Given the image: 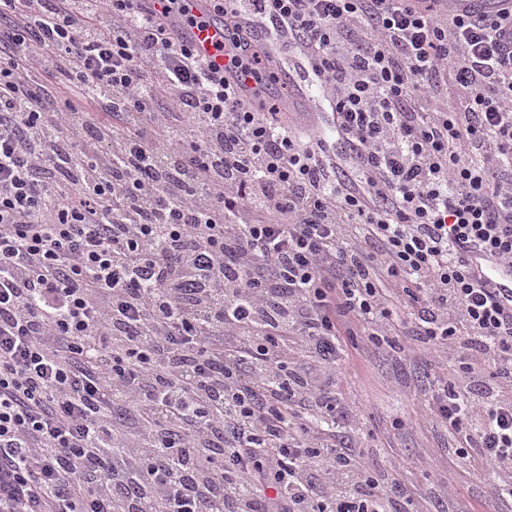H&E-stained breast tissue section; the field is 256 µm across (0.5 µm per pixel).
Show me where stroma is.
Instances as JSON below:
<instances>
[{"label": "stroma", "mask_w": 512, "mask_h": 512, "mask_svg": "<svg viewBox=\"0 0 512 512\" xmlns=\"http://www.w3.org/2000/svg\"><path fill=\"white\" fill-rule=\"evenodd\" d=\"M343 358L344 374L336 391L357 396L361 403L373 432L364 443L369 461L383 469L404 468L424 489L452 483L464 512H487V494L476 468L451 462L439 469L432 466L433 458L443 456L447 441L431 429L417 404L422 365L378 357L363 336L356 345L345 346Z\"/></svg>", "instance_id": "35a3bbf8"}]
</instances>
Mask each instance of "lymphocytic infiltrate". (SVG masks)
Listing matches in <instances>:
<instances>
[{
  "instance_id": "1",
  "label": "lymphocytic infiltrate",
  "mask_w": 512,
  "mask_h": 512,
  "mask_svg": "<svg viewBox=\"0 0 512 512\" xmlns=\"http://www.w3.org/2000/svg\"><path fill=\"white\" fill-rule=\"evenodd\" d=\"M153 2L0 0V512H454L337 428L340 337L392 334L512 512V308L469 264L512 262V13L209 0L234 68L299 51L330 140ZM185 8L199 22L195 25L184 24L180 18L162 14L165 2L156 1L154 8L157 14L168 21L173 37L188 44L205 65L224 72L229 60L224 55V44L231 42L228 30L224 28V20L211 12L207 0H186Z\"/></svg>"
}]
</instances>
